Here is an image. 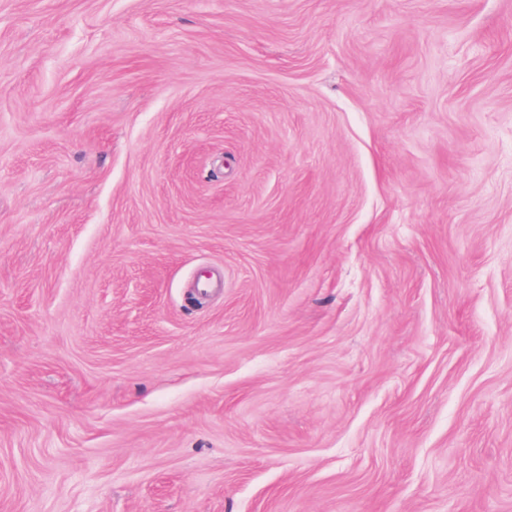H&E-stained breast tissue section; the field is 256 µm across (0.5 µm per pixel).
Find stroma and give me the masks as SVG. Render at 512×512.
Masks as SVG:
<instances>
[{"instance_id":"obj_1","label":"stroma","mask_w":512,"mask_h":512,"mask_svg":"<svg viewBox=\"0 0 512 512\" xmlns=\"http://www.w3.org/2000/svg\"><path fill=\"white\" fill-rule=\"evenodd\" d=\"M0 512H512V0H0Z\"/></svg>"}]
</instances>
